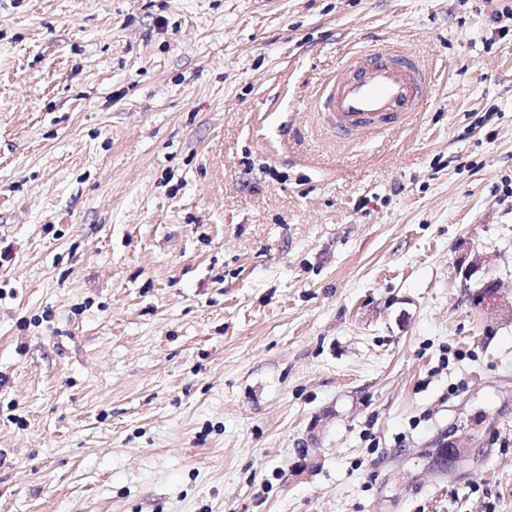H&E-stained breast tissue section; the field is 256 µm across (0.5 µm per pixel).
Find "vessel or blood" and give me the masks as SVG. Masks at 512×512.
Wrapping results in <instances>:
<instances>
[{
	"instance_id": "vessel-or-blood-1",
	"label": "vessel or blood",
	"mask_w": 512,
	"mask_h": 512,
	"mask_svg": "<svg viewBox=\"0 0 512 512\" xmlns=\"http://www.w3.org/2000/svg\"><path fill=\"white\" fill-rule=\"evenodd\" d=\"M428 86L422 61L389 46L354 54L323 82L316 104L327 129L349 140L401 124L420 111Z\"/></svg>"
}]
</instances>
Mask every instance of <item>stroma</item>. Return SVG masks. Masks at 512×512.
I'll list each match as a JSON object with an SVG mask.
<instances>
[{"instance_id":"obj_1","label":"stroma","mask_w":512,"mask_h":512,"mask_svg":"<svg viewBox=\"0 0 512 512\" xmlns=\"http://www.w3.org/2000/svg\"><path fill=\"white\" fill-rule=\"evenodd\" d=\"M510 5L0 0V512H512ZM429 73L396 47L354 54L319 90L316 104L327 129L350 140L395 128L424 104Z\"/></svg>"}]
</instances>
